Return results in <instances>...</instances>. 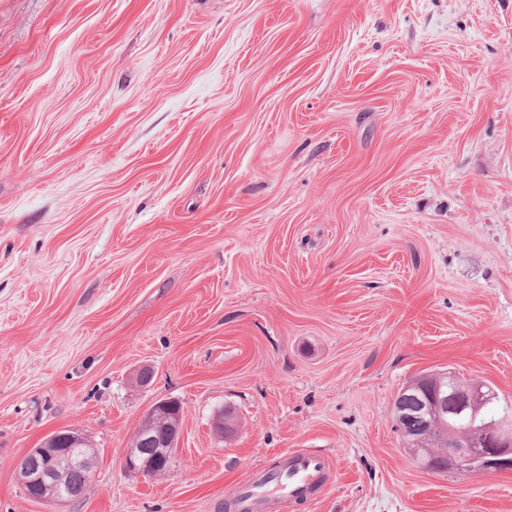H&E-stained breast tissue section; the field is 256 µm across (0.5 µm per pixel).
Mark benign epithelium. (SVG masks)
<instances>
[{"label": "benign epithelium", "instance_id": "benign-epithelium-1", "mask_svg": "<svg viewBox=\"0 0 512 512\" xmlns=\"http://www.w3.org/2000/svg\"><path fill=\"white\" fill-rule=\"evenodd\" d=\"M417 386H408L395 399L397 417L412 420L437 419L448 414L453 420L468 412L471 435L463 447L448 441L445 460L448 468L459 473L512 470V417L504 416L480 423L479 412L496 397L489 385L463 384L448 373V396L416 394ZM182 406L174 399L155 402L148 411L133 442L124 449L121 466L129 473L165 475L174 470L175 453L181 433ZM85 436L73 429L59 430L20 460L18 477L25 495L40 502H67L75 492L64 480L67 468L91 469V461L82 451Z\"/></svg>", "mask_w": 512, "mask_h": 512}]
</instances>
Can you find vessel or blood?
I'll return each instance as SVG.
<instances>
[{"mask_svg":"<svg viewBox=\"0 0 512 512\" xmlns=\"http://www.w3.org/2000/svg\"><path fill=\"white\" fill-rule=\"evenodd\" d=\"M328 460L314 453H299L292 457L279 478L261 471L240 486L237 492L239 512H269L274 498L291 499L307 496L312 485L320 483Z\"/></svg>","mask_w":512,"mask_h":512,"instance_id":"b4317fda","label":"vessel or blood"}]
</instances>
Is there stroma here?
I'll use <instances>...</instances> for the list:
<instances>
[{"mask_svg": "<svg viewBox=\"0 0 512 512\" xmlns=\"http://www.w3.org/2000/svg\"><path fill=\"white\" fill-rule=\"evenodd\" d=\"M448 370L512 405V0H0V512H233L309 449L271 512H512L395 428ZM69 428L88 493L28 500ZM182 406L174 399L155 402L133 442L124 449L121 466L129 473L165 475L174 470L181 433ZM85 436L73 429L59 430L37 448L30 449L20 460L18 477L25 495L33 501L67 502L86 495L91 484V461L85 451ZM80 456L73 458L75 451ZM87 469L73 474V488L64 480L66 469ZM327 466L325 456L299 453L291 458L288 469L283 470L279 478H271V471H259L238 489V512H268L274 498L279 496L306 498L310 487L321 483ZM271 473L280 472L272 470Z\"/></svg>", "mask_w": 512, "mask_h": 512, "instance_id": "35a3bbf8", "label": "stroma"}]
</instances>
